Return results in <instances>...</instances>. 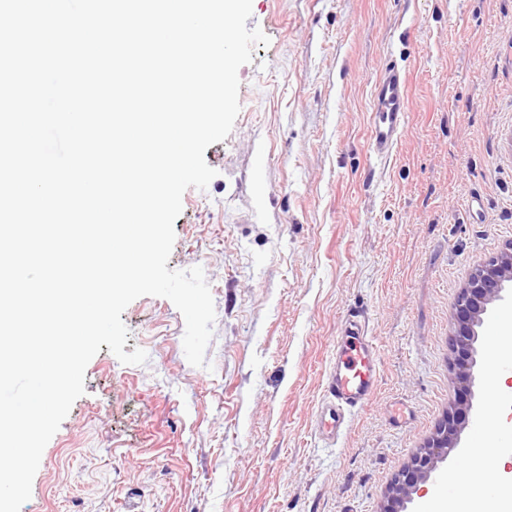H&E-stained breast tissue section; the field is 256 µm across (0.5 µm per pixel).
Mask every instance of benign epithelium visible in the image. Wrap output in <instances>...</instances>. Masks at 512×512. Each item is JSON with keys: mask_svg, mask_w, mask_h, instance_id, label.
<instances>
[{"mask_svg": "<svg viewBox=\"0 0 512 512\" xmlns=\"http://www.w3.org/2000/svg\"><path fill=\"white\" fill-rule=\"evenodd\" d=\"M512 283V244L497 256L477 267L460 289L454 313V327L449 337L452 354V380L459 399L448 411L429 442L415 454L392 481L381 512H408L414 494L437 470L455 448L473 408L475 367L479 355V328L484 324L491 305L505 298Z\"/></svg>", "mask_w": 512, "mask_h": 512, "instance_id": "benign-epithelium-1", "label": "benign epithelium"}]
</instances>
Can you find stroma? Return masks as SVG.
Instances as JSON below:
<instances>
[{"label": "stroma", "instance_id": "obj_1", "mask_svg": "<svg viewBox=\"0 0 512 512\" xmlns=\"http://www.w3.org/2000/svg\"><path fill=\"white\" fill-rule=\"evenodd\" d=\"M240 111L188 188L168 269L202 267L206 364L143 296L101 345L21 512H380L456 392L460 289L512 243V0H252ZM409 75L395 156L370 151L385 57ZM381 356L373 401L316 431L348 310Z\"/></svg>", "mask_w": 512, "mask_h": 512}]
</instances>
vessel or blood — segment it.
<instances>
[{
    "mask_svg": "<svg viewBox=\"0 0 512 512\" xmlns=\"http://www.w3.org/2000/svg\"><path fill=\"white\" fill-rule=\"evenodd\" d=\"M371 150L390 159L408 120L407 72L387 62L372 86ZM379 350L362 312L348 314L326 376V405L317 421L320 432L338 435L347 420L365 407L379 385Z\"/></svg>",
    "mask_w": 512,
    "mask_h": 512,
    "instance_id": "b4317fda",
    "label": "vessel or blood"
}]
</instances>
